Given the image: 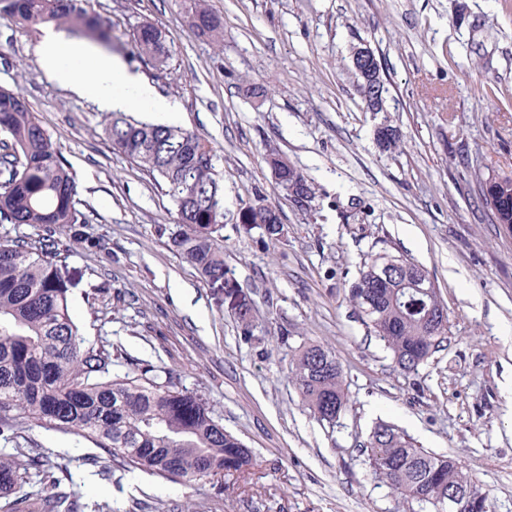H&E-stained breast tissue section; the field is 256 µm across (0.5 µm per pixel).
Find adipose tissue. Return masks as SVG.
I'll use <instances>...</instances> for the list:
<instances>
[{
    "label": "adipose tissue",
    "instance_id": "obj_1",
    "mask_svg": "<svg viewBox=\"0 0 512 512\" xmlns=\"http://www.w3.org/2000/svg\"><path fill=\"white\" fill-rule=\"evenodd\" d=\"M38 57L50 80L92 101L101 111H122L134 104H145L167 118L177 114L171 101L160 96L150 82L129 71L122 61L90 54L86 48L68 44L53 31H44Z\"/></svg>",
    "mask_w": 512,
    "mask_h": 512
}]
</instances>
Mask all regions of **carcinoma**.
Masks as SVG:
<instances>
[{"label": "carcinoma", "mask_w": 512, "mask_h": 512, "mask_svg": "<svg viewBox=\"0 0 512 512\" xmlns=\"http://www.w3.org/2000/svg\"><path fill=\"white\" fill-rule=\"evenodd\" d=\"M22 28L53 23L109 49L112 27L93 0H0V17ZM190 30L217 45L223 29L196 4ZM131 42L138 56L163 68L172 51L166 32L142 23ZM103 134L113 148L146 172L175 207L179 232L172 245L212 283L230 284L224 264V185L217 151L198 132L136 121L112 113ZM300 207L315 198L313 183L297 168ZM496 223L512 224V175L501 177ZM75 175L58 147L15 90L0 85V224L28 225L37 237L0 236V437L14 443L0 453V512H112L106 501L85 502L72 489L67 465L48 448H25L23 425L84 437L110 457L111 468L139 469L192 486L216 476L251 474L249 448L226 431L200 395L175 382L166 368L146 362L120 372L103 346L84 345L71 315L69 284L61 268L79 246L100 252L106 241L76 228L86 224L78 208ZM242 223L257 224L271 241L281 218L248 208ZM428 277L420 265L379 254L368 258L351 298L366 327L391 351L396 366L413 373L448 334V311L437 288L416 287ZM238 320L251 339L254 305L241 301ZM291 379L302 405L320 422L336 425L347 405L343 369L327 347L307 343L293 357ZM365 454L374 478L420 512H445L448 494L478 488L454 459L415 444L381 422L368 436Z\"/></svg>", "instance_id": "obj_1"}]
</instances>
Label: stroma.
Instances as JSON below:
<instances>
[{
    "mask_svg": "<svg viewBox=\"0 0 512 512\" xmlns=\"http://www.w3.org/2000/svg\"><path fill=\"white\" fill-rule=\"evenodd\" d=\"M115 35L164 29L169 67L133 48L115 56L179 107L176 125L216 147L224 183V262L258 311L245 341L223 284L170 247L175 209L113 149L109 118L50 81L39 30L0 18V85L17 90L68 160L86 229L109 253L68 260L72 312L87 344L122 370L147 360L206 398L259 461L255 474L190 489L144 472L101 480L76 434L26 428L31 446L69 459L74 488L112 512H410L374 480L363 445L379 422L453 457L512 512V226L494 223L480 184L512 174V0H206L222 45L193 33L190 0H93ZM374 50L385 109L367 112L350 50ZM397 127L393 151L379 126ZM279 151L312 181L297 207L263 161ZM273 205L279 240L239 220ZM427 270L448 309V339L406 374L362 324L350 289L365 259ZM332 350L348 404L336 426L302 407L290 380L303 344Z\"/></svg>",
    "mask_w": 512,
    "mask_h": 512,
    "instance_id": "obj_1",
    "label": "stroma"
}]
</instances>
